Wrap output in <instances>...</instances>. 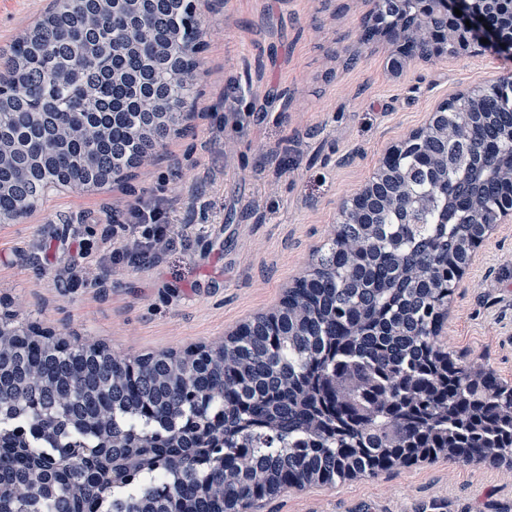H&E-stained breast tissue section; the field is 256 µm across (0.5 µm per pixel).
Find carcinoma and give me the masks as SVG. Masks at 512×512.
<instances>
[{
	"mask_svg": "<svg viewBox=\"0 0 512 512\" xmlns=\"http://www.w3.org/2000/svg\"><path fill=\"white\" fill-rule=\"evenodd\" d=\"M176 0H52L0 59V222L48 182L103 185L112 148L162 146L156 120L197 60L168 21ZM448 141L437 194L413 158L401 174L417 224L387 211L337 224L277 322L221 346L138 357L64 336L0 335V512H224L307 481L340 483L440 456L512 464V382L443 342L477 204L512 147L483 125ZM73 396L79 421L63 419Z\"/></svg>",
	"mask_w": 512,
	"mask_h": 512,
	"instance_id": "carcinoma-1",
	"label": "carcinoma"
}]
</instances>
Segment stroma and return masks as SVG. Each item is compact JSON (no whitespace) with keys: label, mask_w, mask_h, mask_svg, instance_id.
Wrapping results in <instances>:
<instances>
[{"label":"stroma","mask_w":512,"mask_h":512,"mask_svg":"<svg viewBox=\"0 0 512 512\" xmlns=\"http://www.w3.org/2000/svg\"><path fill=\"white\" fill-rule=\"evenodd\" d=\"M49 0H0V50ZM369 0H201L205 32L194 119L128 184L50 194L49 204L0 223V299L20 321L93 340L134 358L216 345L278 306L330 238L341 203L389 144L422 125L455 91L512 78V60L413 58L387 67L389 46L360 43ZM197 182L207 211L160 260L103 257L102 204ZM95 267L83 283L69 267ZM445 340L512 381V224L473 253L448 303ZM512 512L504 466L440 458L333 486L292 488L261 512Z\"/></svg>","instance_id":"35a3bbf8"}]
</instances>
